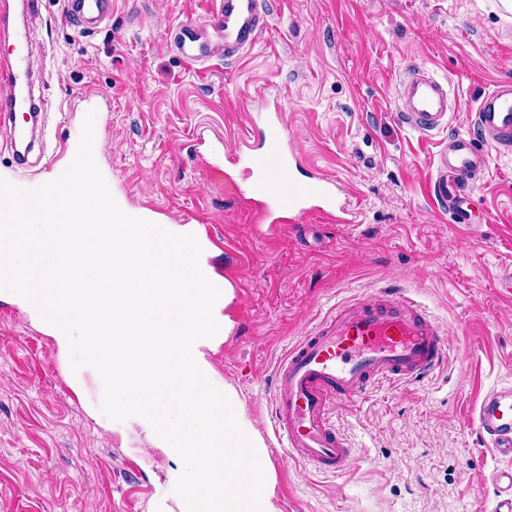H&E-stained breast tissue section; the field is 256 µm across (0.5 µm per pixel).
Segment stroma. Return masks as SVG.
<instances>
[{
    "label": "stroma",
    "mask_w": 512,
    "mask_h": 512,
    "mask_svg": "<svg viewBox=\"0 0 512 512\" xmlns=\"http://www.w3.org/2000/svg\"><path fill=\"white\" fill-rule=\"evenodd\" d=\"M272 19L236 61L205 72L180 59L170 25L208 27L215 0H115L87 35L42 0L30 47L45 74L51 139L30 168L0 150V178L49 180L60 144L95 111L99 169L120 207L222 237L207 253L235 290V322L212 362L239 393L276 469L283 512H491L483 478L512 466L472 421L481 394L512 383V153L490 152L463 225L428 192L439 145L472 131L479 98L512 82V13L500 0H270ZM447 83L458 107L429 139L397 119L412 67ZM95 92L87 100V92ZM278 99L288 144L353 194L354 224L315 215L256 223L231 184L203 178L195 138L223 133L232 154L261 98ZM402 289L445 332V366L331 406L353 450L318 474L283 448L270 414L278 361L338 304ZM0 512H151L177 506L164 459L97 412L98 384H72L69 354L16 299H0Z\"/></svg>",
    "instance_id": "35a3bbf8"
}]
</instances>
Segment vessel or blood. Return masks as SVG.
<instances>
[{
	"label": "vessel or blood",
	"mask_w": 512,
	"mask_h": 512,
	"mask_svg": "<svg viewBox=\"0 0 512 512\" xmlns=\"http://www.w3.org/2000/svg\"><path fill=\"white\" fill-rule=\"evenodd\" d=\"M40 0H0V128L14 162L27 166L35 143L44 142L40 79L26 50L28 16ZM67 23L93 33L112 19V0H64ZM266 0H218L213 25L224 42V58L238 59L267 27ZM173 44L188 64L198 66L214 48L193 22L176 25ZM398 116L420 137L448 126V86L428 70L413 68L401 82ZM258 145L241 140L233 164L242 168L237 195L260 224H297L315 214L329 224L353 220L350 192L336 179L303 165L288 150L286 125L279 113H263ZM474 131L449 136L436 155L429 190L442 208L463 215L469 190L489 162L488 147L512 152V83H497L481 99L473 115ZM195 158L207 178L223 177L212 143L199 138ZM446 358L439 326L401 291L382 289L340 307L310 329L280 363L274 383L272 420L290 454L320 472L342 473L352 450L328 416L330 401H352L382 381L414 382L437 369ZM474 423L481 439L498 456L512 459V384L484 393ZM493 512H512V468L493 471Z\"/></svg>",
	"instance_id": "vessel-or-blood-1"
}]
</instances>
